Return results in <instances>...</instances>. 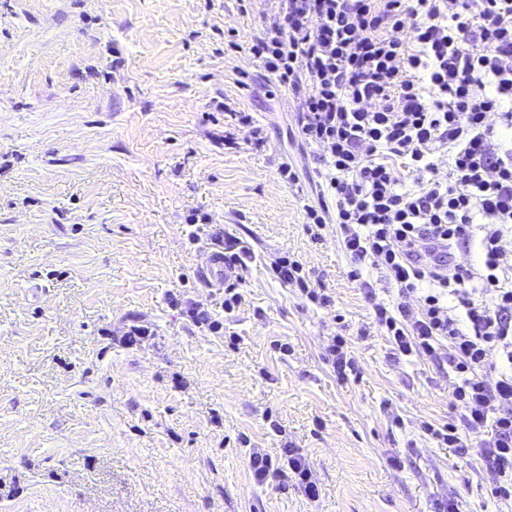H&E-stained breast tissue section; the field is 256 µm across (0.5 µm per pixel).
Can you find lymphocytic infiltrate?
<instances>
[{
    "label": "lymphocytic infiltrate",
    "mask_w": 512,
    "mask_h": 512,
    "mask_svg": "<svg viewBox=\"0 0 512 512\" xmlns=\"http://www.w3.org/2000/svg\"><path fill=\"white\" fill-rule=\"evenodd\" d=\"M246 2L263 30L243 48L300 99L295 135L316 151L307 232L335 225L394 353L447 360L460 422L424 432L512 501V0ZM463 248L480 267L457 263ZM369 267L417 306L378 301Z\"/></svg>",
    "instance_id": "f902f5d3"
}]
</instances>
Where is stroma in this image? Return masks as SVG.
<instances>
[{
    "label": "stroma",
    "instance_id": "obj_1",
    "mask_svg": "<svg viewBox=\"0 0 512 512\" xmlns=\"http://www.w3.org/2000/svg\"><path fill=\"white\" fill-rule=\"evenodd\" d=\"M260 30L238 0H0V512H512L422 430L458 420L447 368L390 360L334 227L307 232L277 171L313 165L296 103L242 87L254 66L228 46ZM228 106L264 148L242 128L225 148ZM196 211L252 252L234 311L187 238ZM285 255L329 307L279 282ZM292 446L318 501L252 477L251 449L279 466ZM325 359L332 365L338 380L343 381L348 379L349 375L358 374L356 358L348 352L347 339L342 334L331 337Z\"/></svg>",
    "mask_w": 512,
    "mask_h": 512
}]
</instances>
